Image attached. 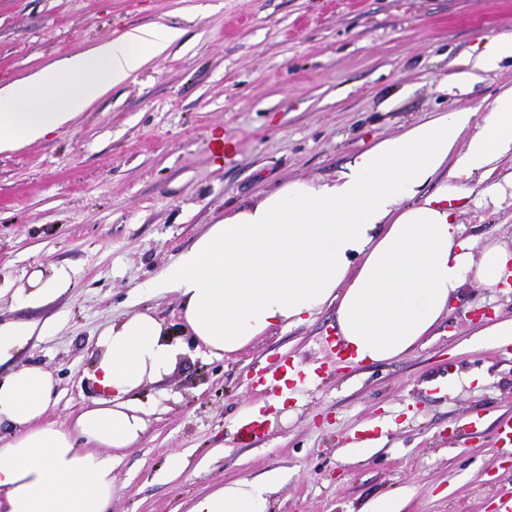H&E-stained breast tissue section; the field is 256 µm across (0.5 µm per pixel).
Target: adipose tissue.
<instances>
[{"label": "adipose tissue", "instance_id": "obj_1", "mask_svg": "<svg viewBox=\"0 0 512 512\" xmlns=\"http://www.w3.org/2000/svg\"><path fill=\"white\" fill-rule=\"evenodd\" d=\"M181 28L153 24L0 87V153L59 131L163 54ZM512 151V89L481 125L443 113L354 155L335 176L295 179L229 206L150 287L176 294L184 328L211 355L336 309L348 361H391L430 336L469 284L512 282V250L464 237L452 202ZM102 395L68 424L46 422L54 381L38 366L0 379V512H112L113 465L147 429L131 399L182 353L133 313L99 334ZM272 484L239 478L188 512H269Z\"/></svg>", "mask_w": 512, "mask_h": 512}]
</instances>
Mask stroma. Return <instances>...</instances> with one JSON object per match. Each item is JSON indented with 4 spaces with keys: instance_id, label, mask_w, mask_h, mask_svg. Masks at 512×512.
<instances>
[{
    "instance_id": "stroma-1",
    "label": "stroma",
    "mask_w": 512,
    "mask_h": 512,
    "mask_svg": "<svg viewBox=\"0 0 512 512\" xmlns=\"http://www.w3.org/2000/svg\"><path fill=\"white\" fill-rule=\"evenodd\" d=\"M153 23L184 35L60 131L0 153V322L37 325L0 377L42 367L55 384L46 419L69 422L99 395L100 331L147 310L183 354L136 395L147 432L114 467L112 512H187L214 486L270 471L272 512H364L398 493L401 512H493L512 496L495 441L512 415V353L474 346L472 313L512 319V294L468 286L420 346L351 366L329 342L334 308L215 357L182 330L176 294L142 287L228 205L333 176L442 112L480 123L512 88V59L479 70L474 58L512 35V0H0V86ZM218 128L235 142L220 161ZM509 179L512 152L459 201L465 235L512 249V196L491 190ZM54 267L70 287L22 303L18 290ZM284 359L325 372L293 387L283 415L278 389L256 378ZM247 409L266 418L258 437L239 433ZM365 439L379 448L354 450Z\"/></svg>"
}]
</instances>
